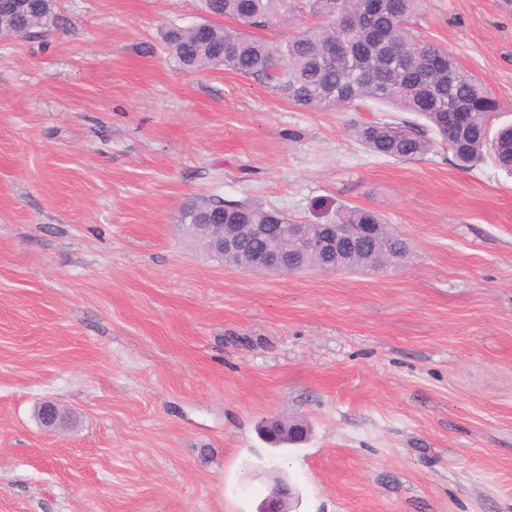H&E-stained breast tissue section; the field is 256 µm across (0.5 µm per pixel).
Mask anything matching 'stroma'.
<instances>
[{
  "label": "stroma",
  "instance_id": "1",
  "mask_svg": "<svg viewBox=\"0 0 512 512\" xmlns=\"http://www.w3.org/2000/svg\"><path fill=\"white\" fill-rule=\"evenodd\" d=\"M0 42V512H512V175L435 147L399 163L263 78L187 71L161 43L199 0H53ZM415 34L512 122V12L420 0ZM341 204L412 252L382 272L252 274L180 215ZM73 414L44 430L36 407ZM304 423L274 451L268 415ZM28 4L23 12L11 19V25L21 37L29 36L34 30L47 29L54 23L53 0H25ZM292 491L290 487L279 484L266 499L259 512H292L290 504Z\"/></svg>",
  "mask_w": 512,
  "mask_h": 512
}]
</instances>
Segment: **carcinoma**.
Masks as SVG:
<instances>
[{"label":"carcinoma","mask_w":512,"mask_h":512,"mask_svg":"<svg viewBox=\"0 0 512 512\" xmlns=\"http://www.w3.org/2000/svg\"><path fill=\"white\" fill-rule=\"evenodd\" d=\"M417 0H378L367 14V0H308L318 22L272 47L252 34L288 11V0H202L210 17L206 37L193 28L171 24L161 39L167 52L187 70L224 68L274 82L284 99L319 108L372 101L418 115L409 120L369 122L354 135L370 154L400 162L422 161L435 142L448 147L454 165L471 171L485 160L512 174V125L494 127L500 105L484 82L463 69L443 47L419 40L410 28ZM235 26H225L222 20ZM53 0H28L11 25L26 37L54 23ZM336 49V60L326 57ZM337 224H374L362 248L345 245L336 254L299 259L306 269L331 266L338 271H376L391 259L410 256L408 240L378 212L340 205ZM226 224H288L282 212L260 202L224 204ZM279 234H241L239 254L274 257Z\"/></svg>","instance_id":"1"}]
</instances>
